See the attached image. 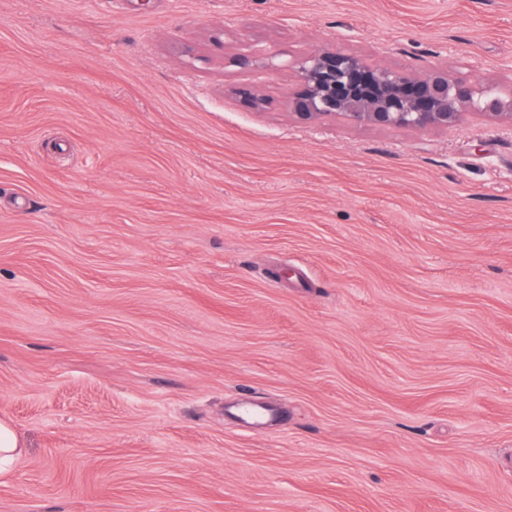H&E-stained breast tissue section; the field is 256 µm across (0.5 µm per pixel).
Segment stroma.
Segmentation results:
<instances>
[{"instance_id":"stroma-1","label":"stroma","mask_w":512,"mask_h":512,"mask_svg":"<svg viewBox=\"0 0 512 512\" xmlns=\"http://www.w3.org/2000/svg\"><path fill=\"white\" fill-rule=\"evenodd\" d=\"M331 44L505 82L512 0H0V512H512V126L228 62ZM24 450V444L11 422L0 419V472L10 469Z\"/></svg>"}]
</instances>
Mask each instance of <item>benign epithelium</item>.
I'll use <instances>...</instances> for the list:
<instances>
[{"label": "benign epithelium", "mask_w": 512, "mask_h": 512, "mask_svg": "<svg viewBox=\"0 0 512 512\" xmlns=\"http://www.w3.org/2000/svg\"><path fill=\"white\" fill-rule=\"evenodd\" d=\"M230 62L280 69L253 54L236 55ZM287 68L291 77L288 106L291 114L305 122L342 117L356 125L429 131L454 126L470 113H482L512 126V82L476 81L440 66L415 71L389 68L336 47L313 49ZM235 94L254 109L267 104L260 85L239 88Z\"/></svg>", "instance_id": "7a95c632"}]
</instances>
